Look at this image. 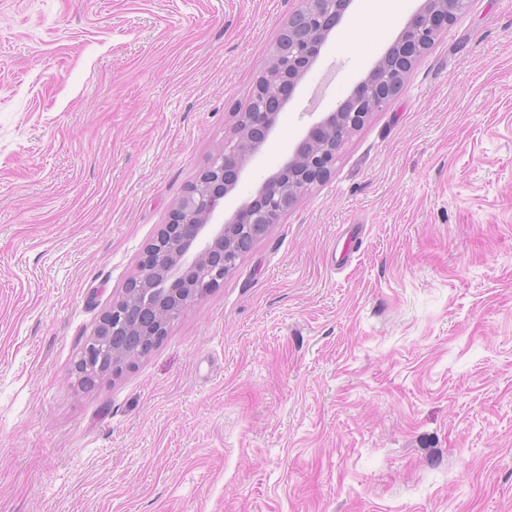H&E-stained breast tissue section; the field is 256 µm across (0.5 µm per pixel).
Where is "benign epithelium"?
<instances>
[{"label":"benign epithelium","instance_id":"benign-epithelium-1","mask_svg":"<svg viewBox=\"0 0 512 512\" xmlns=\"http://www.w3.org/2000/svg\"><path fill=\"white\" fill-rule=\"evenodd\" d=\"M350 4L351 0H304L282 28L272 60L255 86L250 111L233 113L236 136L224 140L130 280L140 300L152 306V314L132 326L136 334L146 338L164 335L174 316L223 283L238 260L233 249L251 244L246 234L258 237L279 223L302 194L330 173L336 158L331 141L336 133L357 128L387 103L416 58L456 19L466 0H425L353 94L312 127L322 134V140L306 136L256 193L224 218V198L278 122L285 104L281 91L293 92ZM123 303L121 296L113 299L86 339L79 363L86 364L87 369L95 365L100 336L108 331L120 335L127 328L120 320Z\"/></svg>","mask_w":512,"mask_h":512}]
</instances>
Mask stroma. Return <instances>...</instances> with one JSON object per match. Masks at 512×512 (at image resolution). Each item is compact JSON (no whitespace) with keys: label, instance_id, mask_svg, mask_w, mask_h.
I'll return each mask as SVG.
<instances>
[{"label":"stroma","instance_id":"obj_1","mask_svg":"<svg viewBox=\"0 0 512 512\" xmlns=\"http://www.w3.org/2000/svg\"><path fill=\"white\" fill-rule=\"evenodd\" d=\"M302 0H0V512H512V0H468L330 176L119 375L86 336ZM424 0H352L224 200ZM365 2L366 14L363 18L362 37L356 40L357 45L368 35H380L387 19L398 10L400 5V0H365Z\"/></svg>","mask_w":512,"mask_h":512}]
</instances>
